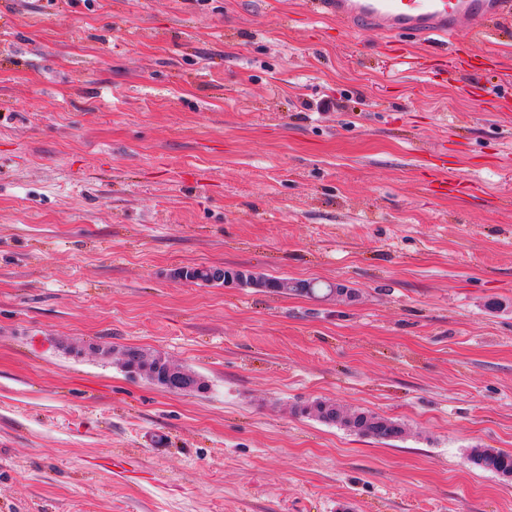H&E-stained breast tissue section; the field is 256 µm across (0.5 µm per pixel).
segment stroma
Returning a JSON list of instances; mask_svg holds the SVG:
<instances>
[{"mask_svg":"<svg viewBox=\"0 0 512 512\" xmlns=\"http://www.w3.org/2000/svg\"><path fill=\"white\" fill-rule=\"evenodd\" d=\"M498 28L461 71L454 43L401 53L304 0H0V512H512L469 460L512 451ZM316 399L405 434L301 415ZM245 270H240V275H243V272ZM245 273L246 276V286H251V284H254L256 286L261 285L264 288H270L272 292L281 293V288H285L288 283V288H291V293L288 294H294V295H315L318 293L320 288H316L314 284H311L308 281L303 280H293L288 277H282V278H276V277H269L265 275L264 273L254 272L250 270H246ZM291 281L297 282L296 284H292V286L289 287V284ZM252 282V283H251ZM301 288V289H299ZM301 290V291H299ZM334 408L340 413L336 405L330 401L314 400L303 407L300 413L315 417L324 423L339 424L356 434L373 437L380 441L394 440L405 434V428L396 421L369 411H355L350 415L340 413V417L336 420V417H333ZM348 417L352 420V426L348 425Z\"/></svg>","mask_w":512,"mask_h":512,"instance_id":"35a3bbf8","label":"stroma"}]
</instances>
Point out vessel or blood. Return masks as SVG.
<instances>
[{
	"instance_id": "obj_1",
	"label": "vessel or blood",
	"mask_w": 512,
	"mask_h": 512,
	"mask_svg": "<svg viewBox=\"0 0 512 512\" xmlns=\"http://www.w3.org/2000/svg\"><path fill=\"white\" fill-rule=\"evenodd\" d=\"M323 15L356 32H373L394 46L462 35L486 39L493 23L512 16V0H314Z\"/></svg>"
}]
</instances>
